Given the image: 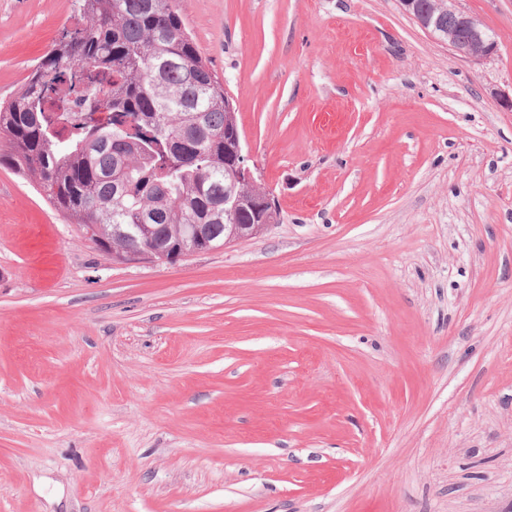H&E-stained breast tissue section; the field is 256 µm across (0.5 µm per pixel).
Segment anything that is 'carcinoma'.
Returning a JSON list of instances; mask_svg holds the SVG:
<instances>
[{"label": "carcinoma", "instance_id": "1", "mask_svg": "<svg viewBox=\"0 0 512 512\" xmlns=\"http://www.w3.org/2000/svg\"><path fill=\"white\" fill-rule=\"evenodd\" d=\"M418 8L441 30L460 18ZM84 22L65 30L24 85L0 103V155L32 176L72 224L110 247L114 224H150L167 249L189 224L224 242V132L233 122L224 83L197 49L177 0H81ZM251 202L238 224H265Z\"/></svg>", "mask_w": 512, "mask_h": 512}]
</instances>
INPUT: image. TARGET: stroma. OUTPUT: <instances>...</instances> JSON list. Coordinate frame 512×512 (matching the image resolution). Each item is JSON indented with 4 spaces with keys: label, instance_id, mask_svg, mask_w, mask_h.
<instances>
[{
    "label": "stroma",
    "instance_id": "obj_1",
    "mask_svg": "<svg viewBox=\"0 0 512 512\" xmlns=\"http://www.w3.org/2000/svg\"><path fill=\"white\" fill-rule=\"evenodd\" d=\"M279 219L116 262L0 164V512H512V0H178ZM82 18L0 0V100ZM418 1V8L420 11L425 12L431 17L432 27H437L441 30H448V34L438 35L423 26L421 21L413 14L412 0H402L401 4L405 12L411 16L417 23L426 31H428L436 40L448 45L449 49L457 57L468 61H483L491 58L497 51V42L492 39L487 28L482 21L471 14L458 10L455 7L456 0H432L433 7L439 12H448L446 14H439L432 11V4L429 0H416ZM452 14V15H450ZM458 14L460 18L454 16ZM463 21V26L466 29V36L462 37L457 28ZM449 26V27H448ZM452 27V28H450Z\"/></svg>",
    "mask_w": 512,
    "mask_h": 512
}]
</instances>
